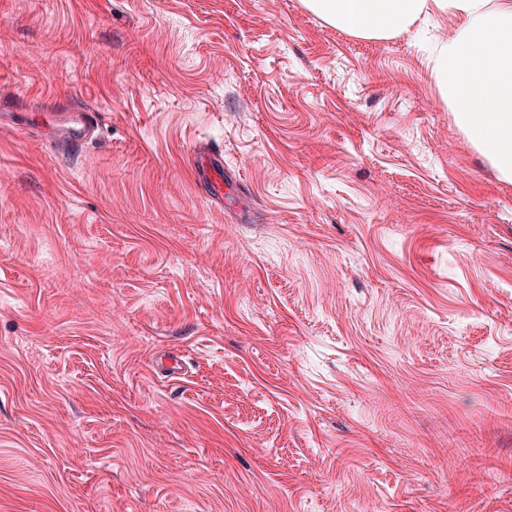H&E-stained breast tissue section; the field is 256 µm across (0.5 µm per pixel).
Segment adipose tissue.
Listing matches in <instances>:
<instances>
[{
    "mask_svg": "<svg viewBox=\"0 0 512 512\" xmlns=\"http://www.w3.org/2000/svg\"><path fill=\"white\" fill-rule=\"evenodd\" d=\"M327 24L381 40L407 31L428 11L452 15L433 72L457 127L512 183V0H303Z\"/></svg>",
    "mask_w": 512,
    "mask_h": 512,
    "instance_id": "adipose-tissue-1",
    "label": "adipose tissue"
}]
</instances>
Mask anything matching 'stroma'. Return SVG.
<instances>
[{
    "label": "stroma",
    "instance_id": "obj_1",
    "mask_svg": "<svg viewBox=\"0 0 512 512\" xmlns=\"http://www.w3.org/2000/svg\"><path fill=\"white\" fill-rule=\"evenodd\" d=\"M454 27L0 0V512H512V183Z\"/></svg>",
    "mask_w": 512,
    "mask_h": 512
}]
</instances>
